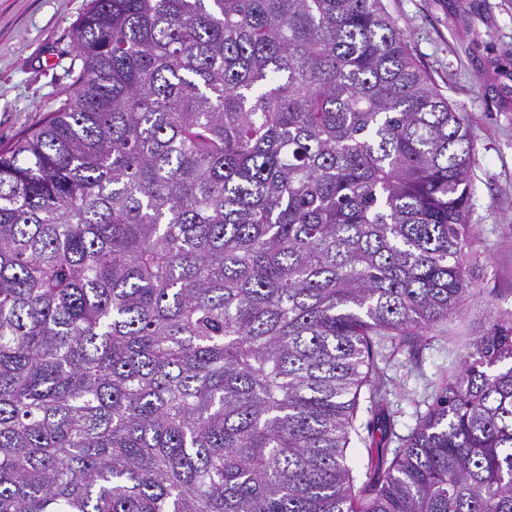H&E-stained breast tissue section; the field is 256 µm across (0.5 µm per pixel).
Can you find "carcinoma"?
I'll return each mask as SVG.
<instances>
[{
	"label": "carcinoma",
	"mask_w": 512,
	"mask_h": 512,
	"mask_svg": "<svg viewBox=\"0 0 512 512\" xmlns=\"http://www.w3.org/2000/svg\"><path fill=\"white\" fill-rule=\"evenodd\" d=\"M0 154V512H512V319L391 462L375 344L472 295L470 131L383 0H92ZM366 395H362L360 408L357 413L354 426L357 435L352 433L351 448L347 450L348 462L352 468L353 476L355 478V484L360 485L365 478L367 454L365 447V440H367L370 428L372 429L376 425V417L366 410L367 402H364L363 398Z\"/></svg>",
	"instance_id": "obj_1"
}]
</instances>
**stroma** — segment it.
<instances>
[{
  "instance_id": "1",
  "label": "stroma",
  "mask_w": 512,
  "mask_h": 512,
  "mask_svg": "<svg viewBox=\"0 0 512 512\" xmlns=\"http://www.w3.org/2000/svg\"><path fill=\"white\" fill-rule=\"evenodd\" d=\"M422 69L463 116L474 144V294L443 333L374 355L389 380L393 458L454 373L472 336L512 312V0H383ZM92 0H0V151L36 128L75 90L77 27Z\"/></svg>"
}]
</instances>
